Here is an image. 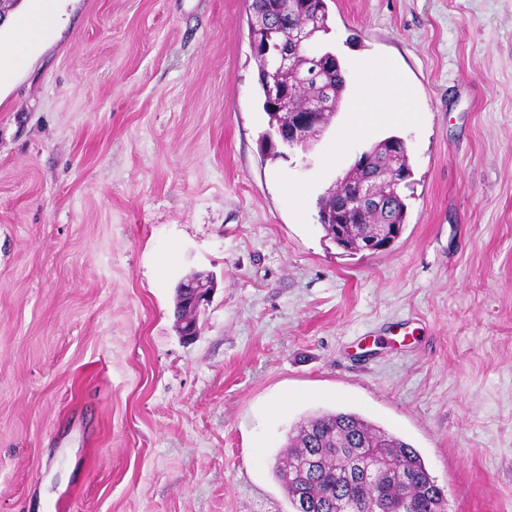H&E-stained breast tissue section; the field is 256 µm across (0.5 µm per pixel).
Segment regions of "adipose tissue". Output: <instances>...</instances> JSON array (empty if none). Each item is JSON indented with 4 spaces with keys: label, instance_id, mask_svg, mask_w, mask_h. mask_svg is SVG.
Wrapping results in <instances>:
<instances>
[{
    "label": "adipose tissue",
    "instance_id": "adipose-tissue-1",
    "mask_svg": "<svg viewBox=\"0 0 512 512\" xmlns=\"http://www.w3.org/2000/svg\"><path fill=\"white\" fill-rule=\"evenodd\" d=\"M57 21V0H37L29 15L8 18V25L17 32L15 51H23L26 44L36 41ZM355 68L358 85L351 105V121L340 134L344 140L363 135L372 126L401 120L409 109V91L406 87H399L395 96L386 94V87L393 84L395 78L382 62L363 57L356 61Z\"/></svg>",
    "mask_w": 512,
    "mask_h": 512
}]
</instances>
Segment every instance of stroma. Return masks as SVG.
Instances as JSON below:
<instances>
[{"label": "stroma", "instance_id": "obj_1", "mask_svg": "<svg viewBox=\"0 0 512 512\" xmlns=\"http://www.w3.org/2000/svg\"><path fill=\"white\" fill-rule=\"evenodd\" d=\"M327 4L410 115L277 158L247 0H60L18 58L0 29V512H290L275 457L324 411L411 444L448 512H512V0ZM390 135L403 233L344 253L316 201ZM184 294H188L189 302H193L195 306V313H200L210 301V298L215 290V280L212 274L197 272L183 280V287L181 288Z\"/></svg>", "mask_w": 512, "mask_h": 512}]
</instances>
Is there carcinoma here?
Instances as JSON below:
<instances>
[{
    "label": "carcinoma",
    "instance_id": "cac0c4a2",
    "mask_svg": "<svg viewBox=\"0 0 512 512\" xmlns=\"http://www.w3.org/2000/svg\"><path fill=\"white\" fill-rule=\"evenodd\" d=\"M253 18H262L263 31L258 40L271 45L285 43L293 37L310 16L318 17L320 33L328 34L327 0H286L277 7L267 0H249ZM309 54L320 62H301L303 69L317 68L319 79L304 85H288V94H303L314 101L327 103L325 111L338 110L347 90V78L339 60L322 59L324 42L315 39ZM411 171L403 139L389 136L371 147V161L366 169L352 166L345 174L350 184L371 179L382 180L391 170ZM403 189L390 192L388 208L367 210L358 215L336 201L334 220L338 228L324 224L329 240L349 253L360 251V240L379 233L381 224H406L407 204ZM288 456H277L274 474L285 489L293 512H356L361 497H376L381 509L402 499L408 512H446L442 488L429 473L418 452L404 440L393 436L361 415L352 412H325L309 416L295 428L288 439ZM354 448H371L361 458L358 472H374L376 481L366 483L355 478L349 466Z\"/></svg>",
    "mask_w": 512,
    "mask_h": 512
}]
</instances>
